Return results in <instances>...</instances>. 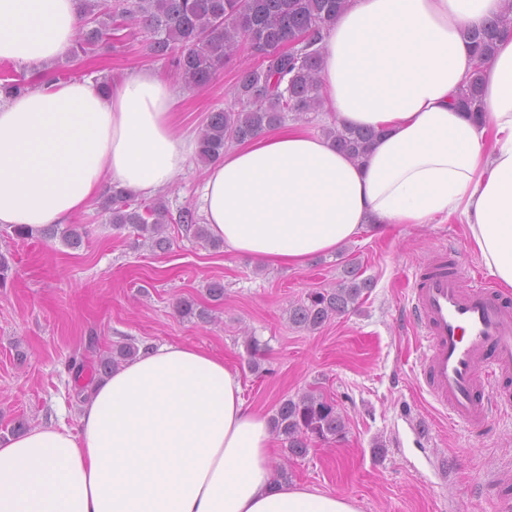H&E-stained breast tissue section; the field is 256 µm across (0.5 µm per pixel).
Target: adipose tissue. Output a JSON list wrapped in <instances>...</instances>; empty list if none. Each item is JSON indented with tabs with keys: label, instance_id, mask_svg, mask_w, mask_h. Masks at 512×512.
Returning a JSON list of instances; mask_svg holds the SVG:
<instances>
[{
	"label": "adipose tissue",
	"instance_id": "adipose-tissue-1",
	"mask_svg": "<svg viewBox=\"0 0 512 512\" xmlns=\"http://www.w3.org/2000/svg\"><path fill=\"white\" fill-rule=\"evenodd\" d=\"M503 0H348L325 32L320 80L337 124L380 136L363 162L290 125L210 165L199 207L234 253L301 268L370 226L458 220L483 265L512 289V32L482 70L484 114L454 102L475 61L462 32ZM79 0H0V61L36 77L0 93V228L74 221L113 183L165 193L198 150L178 114L189 97L137 69L110 90L60 82ZM267 419L237 372L200 347H152L118 367L75 427L47 423L0 442V512H359L306 484L277 482Z\"/></svg>",
	"mask_w": 512,
	"mask_h": 512
}]
</instances>
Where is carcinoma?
Segmentation results:
<instances>
[{
  "label": "carcinoma",
  "instance_id": "cac0c4a2",
  "mask_svg": "<svg viewBox=\"0 0 512 512\" xmlns=\"http://www.w3.org/2000/svg\"><path fill=\"white\" fill-rule=\"evenodd\" d=\"M347 0H82L86 29L76 53L95 52L134 24L150 35L153 54L164 59L176 78L190 88L209 85L218 65L232 59L247 44L258 51L256 63L238 72L234 104L209 113L198 138V158L210 164L224 156L228 146L243 143L262 131L281 126L294 114L299 119L323 108L319 71L323 57L324 31L346 5ZM512 28V0L505 11L486 25L469 30L477 67L461 83L456 100L473 116L482 113L479 83L480 64L491 56L500 34ZM302 40L294 50L289 42ZM30 84L25 79L3 78L0 91L22 94ZM323 134L341 152L362 160L378 132L371 128L330 126ZM109 223L130 224L150 235L160 250L170 246L165 220L214 245L208 229L199 223L194 210L181 209L168 216L160 203L141 204L124 188L113 187L102 205ZM345 278L330 290L312 291L291 307L289 318L297 326L316 330L334 316L345 314L358 304L370 281L360 278L358 266L344 269ZM187 319L210 318L209 311L191 300L180 303ZM140 347L129 340L112 348L99 359L101 373L112 370L139 355ZM275 432L287 443L289 454L303 457L314 439H335L344 433L345 422L336 404L311 392L281 401L273 419Z\"/></svg>",
  "mask_w": 512,
  "mask_h": 512
}]
</instances>
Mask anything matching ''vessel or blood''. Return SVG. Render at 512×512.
I'll use <instances>...</instances> for the list:
<instances>
[{"label":"vessel or blood","mask_w":512,"mask_h":512,"mask_svg":"<svg viewBox=\"0 0 512 512\" xmlns=\"http://www.w3.org/2000/svg\"><path fill=\"white\" fill-rule=\"evenodd\" d=\"M409 311L427 340L420 374L429 395L468 428L486 427L512 377V303L430 265L413 277Z\"/></svg>","instance_id":"1"}]
</instances>
